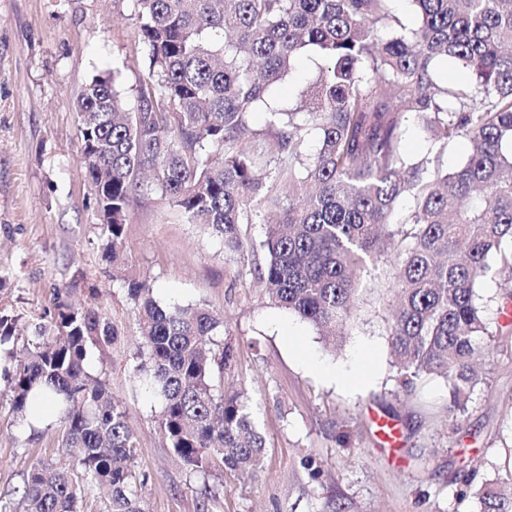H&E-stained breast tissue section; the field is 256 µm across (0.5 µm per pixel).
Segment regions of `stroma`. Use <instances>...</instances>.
Segmentation results:
<instances>
[{
	"label": "stroma",
	"mask_w": 512,
	"mask_h": 512,
	"mask_svg": "<svg viewBox=\"0 0 512 512\" xmlns=\"http://www.w3.org/2000/svg\"><path fill=\"white\" fill-rule=\"evenodd\" d=\"M131 0H0V310L18 320L15 343L37 334L55 296L102 306L121 334L89 355L128 414L138 440L136 470L144 512H476L457 493L472 477L512 473V277L493 271L480 286L490 339L477 356L479 383L464 413H450L448 382L426 376L401 391L386 336L388 264L371 269L341 346L271 304L220 238L189 224L160 191L132 198L125 226L126 273L145 278L165 306L206 303L224 315L236 358L229 390L254 397L267 437L252 477L190 472L157 426L161 402L134 374L139 329L133 305L101 254L94 193L81 158L73 103L97 75H115L127 107L149 67L138 45ZM317 72L302 52L273 101L293 108ZM410 161L441 156L448 169L470 153L466 138L438 152L417 126L402 140ZM391 420L389 448L375 420ZM57 416L30 430L10 412L0 380V497L19 502L23 474L58 460Z\"/></svg>",
	"instance_id": "1"
}]
</instances>
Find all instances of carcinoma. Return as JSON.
Listing matches in <instances>:
<instances>
[{"instance_id": "1", "label": "carcinoma", "mask_w": 512, "mask_h": 512, "mask_svg": "<svg viewBox=\"0 0 512 512\" xmlns=\"http://www.w3.org/2000/svg\"><path fill=\"white\" fill-rule=\"evenodd\" d=\"M392 0H133L138 42L149 55L137 106L115 78L96 76L74 102L82 160L101 221V250L116 265L125 250L132 196L155 188L191 224H202L247 262L275 305L322 336L345 335L360 273L393 254L395 298L387 336L397 380L447 379L454 409L478 384L472 358L488 334L479 284L491 261L512 268V0H411L408 29ZM321 60L299 106H272L268 92L303 51ZM452 60L473 76L440 86L435 64ZM269 112L274 133L255 154L239 149L249 114ZM434 143L466 137L467 161L451 172L411 163L401 151L406 118ZM319 136L304 152L305 127ZM280 179L263 193L259 168ZM413 207L393 220L401 198ZM265 206L282 211L257 245L241 225ZM141 343L134 371L162 403L158 427L193 472L220 458L224 470L256 472L266 437L242 390L215 383L234 359L214 336L224 317L203 303L166 307L146 281L124 278ZM40 341L3 369L13 414L27 419L50 399L63 423L67 470L31 465L24 512H83L102 493L105 512H140L136 440L107 385L88 371L91 350L118 340L106 313L57 301L41 314ZM15 319L0 311V346ZM497 477L460 491L477 512H512Z\"/></svg>"}]
</instances>
